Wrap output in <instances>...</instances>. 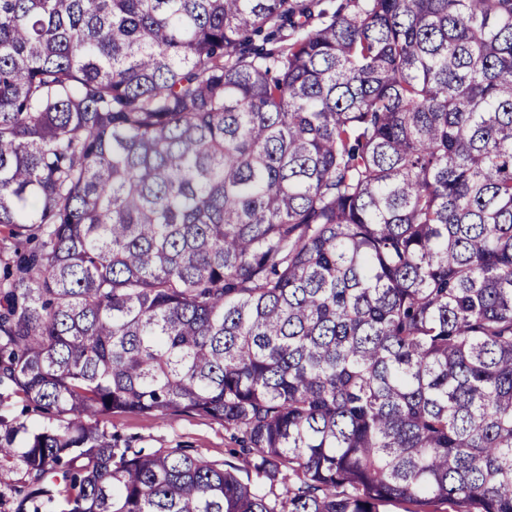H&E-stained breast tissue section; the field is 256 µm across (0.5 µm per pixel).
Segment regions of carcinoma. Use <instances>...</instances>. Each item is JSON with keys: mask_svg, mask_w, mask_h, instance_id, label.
Masks as SVG:
<instances>
[{"mask_svg": "<svg viewBox=\"0 0 512 512\" xmlns=\"http://www.w3.org/2000/svg\"><path fill=\"white\" fill-rule=\"evenodd\" d=\"M0 226L17 512H512V0H0ZM11 393V390L5 386L0 385V394L2 396L0 400V416L6 417L8 420L16 419L17 421L24 422L30 429H35L50 423L58 424L60 421L59 417H51L45 414L42 410L30 405L27 410L23 411L22 401L12 396L10 399H6V396ZM108 432L119 437V448L129 453L165 452L170 448H183L192 455L209 461L244 469V455L235 432L224 422L210 417L187 413L171 416L157 412L152 415L138 413H112L105 424Z\"/></svg>", "mask_w": 512, "mask_h": 512, "instance_id": "1", "label": "carcinoma"}]
</instances>
